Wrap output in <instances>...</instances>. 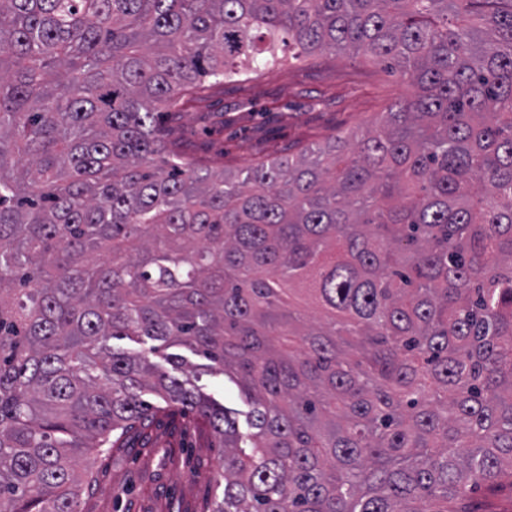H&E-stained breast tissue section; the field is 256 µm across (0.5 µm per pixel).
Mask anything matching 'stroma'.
Returning a JSON list of instances; mask_svg holds the SVG:
<instances>
[{"label":"stroma","mask_w":512,"mask_h":512,"mask_svg":"<svg viewBox=\"0 0 512 512\" xmlns=\"http://www.w3.org/2000/svg\"><path fill=\"white\" fill-rule=\"evenodd\" d=\"M409 93L399 75L360 53L287 56L207 88L204 100L163 126L203 165L236 172L334 136L364 134ZM199 384L248 432L250 406L232 379L204 373ZM223 459L205 420L174 407L152 413L124 447L92 456L79 512H203L218 493Z\"/></svg>","instance_id":"stroma-1"}]
</instances>
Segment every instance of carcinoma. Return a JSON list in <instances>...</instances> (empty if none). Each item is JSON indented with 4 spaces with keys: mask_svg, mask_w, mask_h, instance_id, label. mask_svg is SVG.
<instances>
[{
    "mask_svg": "<svg viewBox=\"0 0 512 512\" xmlns=\"http://www.w3.org/2000/svg\"><path fill=\"white\" fill-rule=\"evenodd\" d=\"M284 47L414 93L238 173L165 140L185 92ZM134 337L235 380L251 432ZM148 395L224 448L204 512L512 485V0H0V512H78L79 459Z\"/></svg>",
    "mask_w": 512,
    "mask_h": 512,
    "instance_id": "cac0c4a2",
    "label": "carcinoma"
}]
</instances>
